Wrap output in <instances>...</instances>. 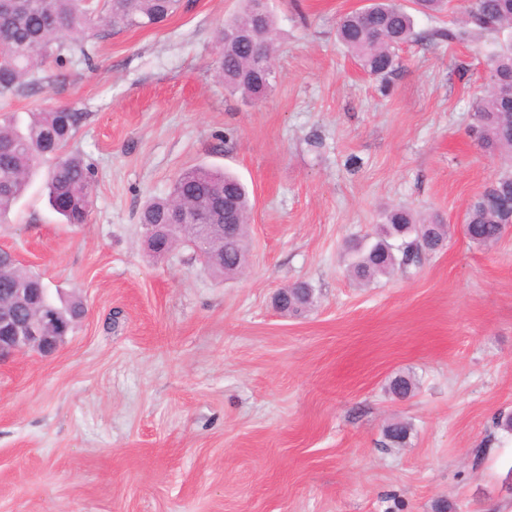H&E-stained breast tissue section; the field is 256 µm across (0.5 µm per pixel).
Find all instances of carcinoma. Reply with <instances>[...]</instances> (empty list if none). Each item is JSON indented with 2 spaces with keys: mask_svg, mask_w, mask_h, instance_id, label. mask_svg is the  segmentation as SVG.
I'll use <instances>...</instances> for the list:
<instances>
[{
  "mask_svg": "<svg viewBox=\"0 0 512 512\" xmlns=\"http://www.w3.org/2000/svg\"><path fill=\"white\" fill-rule=\"evenodd\" d=\"M416 10L426 15L452 10L451 0H412ZM181 0H0V96L33 93L50 77L41 73L49 60L90 63L92 43L114 31L146 28L165 21L180 8ZM252 28L251 7H246L224 24L216 42L219 74L224 87L246 98L259 100L269 93L254 77L252 46L247 40L235 41L226 32ZM512 28V0H467L465 20H450L448 26L431 30L426 38L453 45L489 36L487 69L481 90L473 103L471 132L478 145L489 152L505 154L512 160V102L499 94V88L512 84V41L501 43L498 34ZM336 37L345 50L370 75L386 82L398 69L397 51L401 45L418 39L413 16L394 0H371L367 6L342 14L336 24ZM264 54L272 57V18H267L258 34ZM83 114L68 105H57L30 113L25 128L13 117L0 121V217L4 216L26 191L35 170L48 164L46 189L48 203L68 224H83L91 208L92 170L82 158L66 152L75 137ZM207 183L213 194L232 193L238 202L239 233L231 238L210 237L197 242L209 252L210 270L219 276L236 273L245 262L248 214L252 208L245 185L235 176L208 166H194L175 179L164 197L149 200L140 214V223L163 224L169 211L178 206L193 214L203 203L194 196L196 185ZM512 224V173L495 178L466 212V232L480 244L496 242ZM447 225L437 219L419 224L413 213L394 207L384 213L383 224L371 241L349 246V275L362 284L401 271L418 268L422 258L440 251L447 239ZM45 287L41 277L25 269L13 256L0 251V303L10 304L13 288ZM313 292L296 284L278 294L276 305L282 311L297 313L312 304ZM57 319L70 325L85 316L79 300L54 304ZM390 393L406 399L413 392L408 375H398L390 383ZM409 435L404 423H392L384 431L382 446L403 445Z\"/></svg>",
  "mask_w": 512,
  "mask_h": 512,
  "instance_id": "obj_1",
  "label": "carcinoma"
}]
</instances>
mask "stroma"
Instances as JSON below:
<instances>
[{"mask_svg": "<svg viewBox=\"0 0 512 512\" xmlns=\"http://www.w3.org/2000/svg\"><path fill=\"white\" fill-rule=\"evenodd\" d=\"M367 0H268L276 80L251 102L215 71L244 0H182L154 28L45 65L0 118L85 112L67 152L94 171L87 223L50 210L43 174L0 224L12 252L84 318L49 355L0 364V512H512V229L480 246L469 203L501 168L471 137L483 43L404 45L388 83L336 42ZM230 171L253 208L247 262L146 250L142 205L190 165ZM403 205L443 249L366 286L345 247ZM313 306L285 315L281 288ZM408 374L413 394L390 381ZM409 423L386 448L388 423ZM287 291L280 292L276 305L281 311L297 313L313 302V292L306 284H296Z\"/></svg>", "mask_w": 512, "mask_h": 512, "instance_id": "obj_1", "label": "stroma"}]
</instances>
